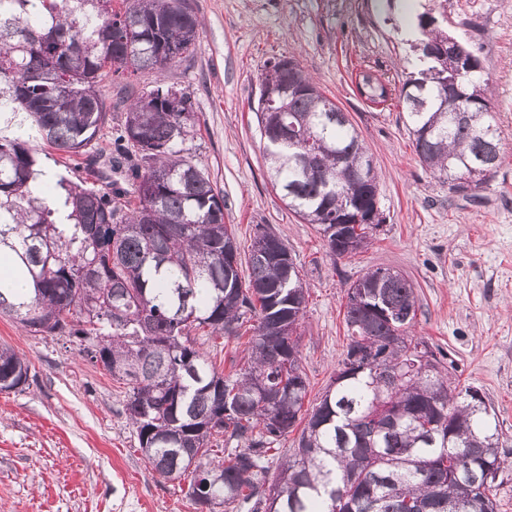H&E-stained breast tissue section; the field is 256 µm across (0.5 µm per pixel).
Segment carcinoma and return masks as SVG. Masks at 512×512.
Returning <instances> with one entry per match:
<instances>
[{
	"mask_svg": "<svg viewBox=\"0 0 512 512\" xmlns=\"http://www.w3.org/2000/svg\"><path fill=\"white\" fill-rule=\"evenodd\" d=\"M0 0V123L17 117L29 139L0 135V250L31 288L21 298L0 285V314L35 335L68 336L81 353L127 386L124 413L153 472L204 485L192 497L248 512H495L499 432L476 390L458 388L426 341L409 335L417 316L414 284L401 272L348 301L347 344L319 401L303 410L308 382L294 338L306 288L288 246L271 228L256 235L242 279L224 197L183 145L195 126L192 99L162 82L138 94L113 133V150L94 141L112 101L100 83L118 74L161 72L190 55L201 22L186 0ZM426 67L400 90L422 165L461 190L463 176L500 145L488 105L489 82L469 55L445 70L436 52L448 33L418 15ZM301 93L286 112H256L269 131L271 183L289 210L316 226L328 253L342 258L370 243L377 224L336 225V215L378 194V175L360 193L351 175L371 162L337 106L293 64ZM458 87L442 111L439 86ZM360 92L387 100V84L367 73ZM467 110L462 118L451 111ZM301 132L295 145L277 133ZM81 157L103 186L61 176L66 216L48 205L30 139ZM235 338L251 332L249 363L219 374L192 334ZM374 352L375 364L358 355ZM266 383L265 394L251 385ZM29 364L0 346V392L26 385ZM299 431L292 454L271 472L270 451ZM229 446L211 456V438ZM236 447H230V444Z\"/></svg>",
	"mask_w": 512,
	"mask_h": 512,
	"instance_id": "obj_1",
	"label": "carcinoma"
}]
</instances>
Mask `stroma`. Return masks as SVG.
Returning <instances> with one entry per match:
<instances>
[{"label":"stroma","instance_id":"stroma-1","mask_svg":"<svg viewBox=\"0 0 512 512\" xmlns=\"http://www.w3.org/2000/svg\"><path fill=\"white\" fill-rule=\"evenodd\" d=\"M202 22L192 55L144 72L192 96L196 127L186 154L224 196V222L248 254L259 228L288 246L308 292L297 329L299 360L316 401L347 343L350 286L390 268L416 288L412 335L444 353L450 376L480 391L498 426L504 461L496 512H512V0H441L449 36L490 79L501 162L479 188L450 191L420 164L398 94L420 52L401 36L397 0H189ZM294 58L347 115L372 156L386 221L355 255L334 258L314 225L288 210L267 176L255 115L261 72ZM370 71L389 79L387 103L357 87ZM0 344L30 364L24 390L0 392V512H195L184 485L153 475L124 415L125 386L78 344L34 336L0 316ZM197 345L223 375L247 359L246 339Z\"/></svg>","mask_w":512,"mask_h":512}]
</instances>
